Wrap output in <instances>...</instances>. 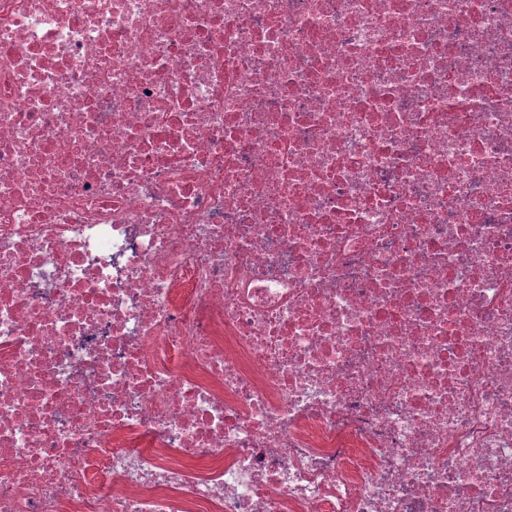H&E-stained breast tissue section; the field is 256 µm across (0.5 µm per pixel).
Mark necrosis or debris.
Wrapping results in <instances>:
<instances>
[{"label": "necrosis or debris", "mask_w": 512, "mask_h": 512, "mask_svg": "<svg viewBox=\"0 0 512 512\" xmlns=\"http://www.w3.org/2000/svg\"><path fill=\"white\" fill-rule=\"evenodd\" d=\"M0 512H512V0H0Z\"/></svg>", "instance_id": "obj_1"}]
</instances>
